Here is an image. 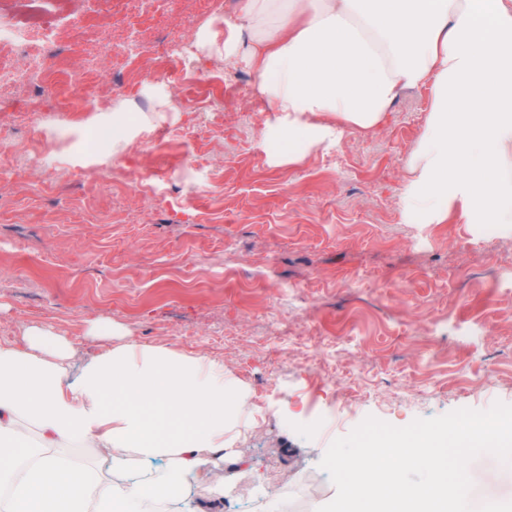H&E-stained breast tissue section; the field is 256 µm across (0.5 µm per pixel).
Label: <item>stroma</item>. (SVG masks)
Listing matches in <instances>:
<instances>
[{"mask_svg":"<svg viewBox=\"0 0 512 512\" xmlns=\"http://www.w3.org/2000/svg\"><path fill=\"white\" fill-rule=\"evenodd\" d=\"M237 0H167L148 19L152 56L103 54L95 107L43 118L42 95L0 112V338L52 327L72 341L71 374L110 345L107 328L223 360L251 390L253 425L221 464L223 498L201 512H267L264 486L314 512L336 493L330 443L367 416L403 427L495 402L512 405V228L405 209L406 165L427 94L402 93L381 126L301 162L270 166L253 77L200 51L164 54L234 20ZM137 0L94 12L66 0L55 45L73 64L83 30L121 31ZM170 94L164 116L145 94ZM135 107V137L112 109ZM479 497L512 500V463L468 467Z\"/></svg>","mask_w":512,"mask_h":512,"instance_id":"obj_1","label":"stroma"}]
</instances>
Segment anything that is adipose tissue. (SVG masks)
I'll list each match as a JSON object with an SVG mask.
<instances>
[{
  "mask_svg": "<svg viewBox=\"0 0 512 512\" xmlns=\"http://www.w3.org/2000/svg\"><path fill=\"white\" fill-rule=\"evenodd\" d=\"M197 48L243 64L275 165L382 123L428 93L406 167L409 213L512 224V0H238ZM73 347L45 327L0 339V512H152L224 495L213 458L253 422L223 362L128 337L68 379ZM95 449V467L70 448Z\"/></svg>",
  "mask_w": 512,
  "mask_h": 512,
  "instance_id": "ef3b65f1",
  "label": "adipose tissue"
}]
</instances>
